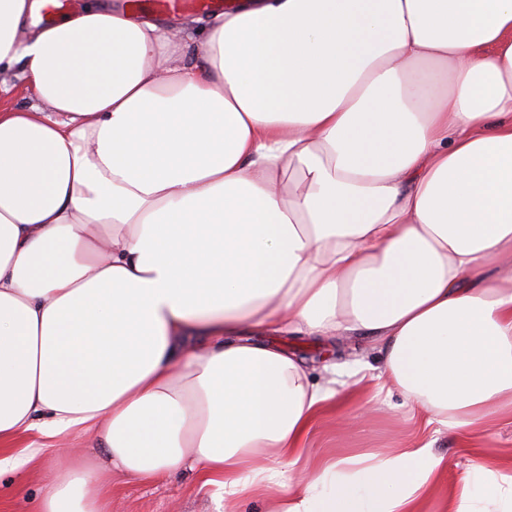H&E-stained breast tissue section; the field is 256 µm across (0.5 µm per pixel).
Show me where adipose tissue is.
<instances>
[{"label":"adipose tissue","instance_id":"obj_1","mask_svg":"<svg viewBox=\"0 0 512 512\" xmlns=\"http://www.w3.org/2000/svg\"><path fill=\"white\" fill-rule=\"evenodd\" d=\"M43 2L0 0L35 98L0 104V444L99 450L38 512L186 470L228 505L422 512L443 457L303 459L336 374L252 337H366L449 432L512 418V0ZM449 512H512V474L484 458ZM127 7L137 18L157 22L179 17L192 18L199 16L197 15L198 11L224 8L225 5L221 3L220 0H127ZM171 9L188 11L179 13L164 12ZM145 12L153 13L140 15Z\"/></svg>","mask_w":512,"mask_h":512}]
</instances>
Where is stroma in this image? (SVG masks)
<instances>
[{
    "label": "stroma",
    "instance_id": "1",
    "mask_svg": "<svg viewBox=\"0 0 512 512\" xmlns=\"http://www.w3.org/2000/svg\"><path fill=\"white\" fill-rule=\"evenodd\" d=\"M261 341L295 353L316 378L324 367L332 365L342 380L355 362L364 364L363 388L345 391L343 410L322 414L302 445L322 456L346 448L388 453L401 446L426 448L442 456L446 467L440 478L441 491L430 499L426 512H444V496L467 475L475 450H483L499 462L512 463V420L498 423L479 438L476 447L460 442L447 429L430 421L427 414L412 409L399 391L384 385L377 354L367 338L354 337L340 347L310 336L265 335ZM365 404L372 407L369 421L346 430L339 428L340 416H352ZM51 460V454H44L19 474L7 467L0 469V512H36L44 470ZM223 508L218 489L204 485L193 471L176 473L157 484L130 481L118 475L112 478V512H222Z\"/></svg>",
    "mask_w": 512,
    "mask_h": 512
}]
</instances>
